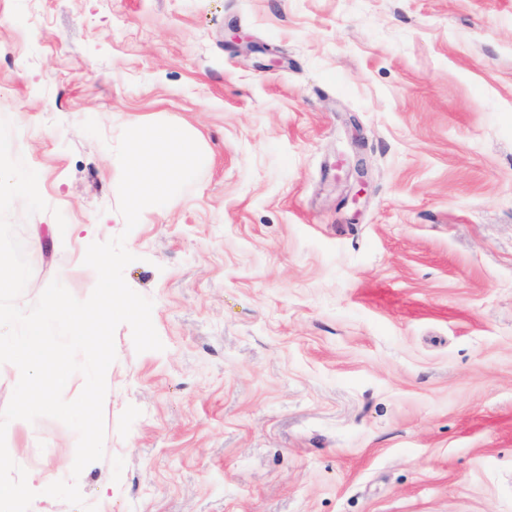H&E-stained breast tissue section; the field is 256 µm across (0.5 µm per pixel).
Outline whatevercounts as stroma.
I'll list each match as a JSON object with an SVG mask.
<instances>
[{"label":"stroma","mask_w":512,"mask_h":512,"mask_svg":"<svg viewBox=\"0 0 512 512\" xmlns=\"http://www.w3.org/2000/svg\"><path fill=\"white\" fill-rule=\"evenodd\" d=\"M0 114L49 206L18 306L123 233L164 345L115 330L97 512H512V0H0ZM146 120L204 162L129 231ZM76 445L7 429L30 512Z\"/></svg>","instance_id":"obj_1"}]
</instances>
